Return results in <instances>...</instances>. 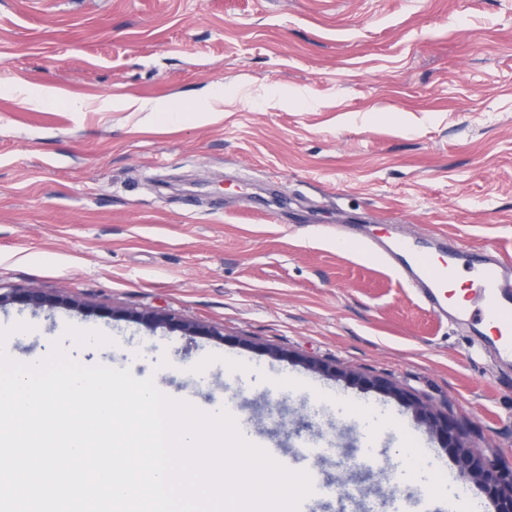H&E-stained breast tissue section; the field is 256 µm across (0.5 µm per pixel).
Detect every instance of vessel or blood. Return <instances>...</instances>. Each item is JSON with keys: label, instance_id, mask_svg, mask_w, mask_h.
Here are the masks:
<instances>
[{"label": "vessel or blood", "instance_id": "vessel-or-blood-1", "mask_svg": "<svg viewBox=\"0 0 512 512\" xmlns=\"http://www.w3.org/2000/svg\"><path fill=\"white\" fill-rule=\"evenodd\" d=\"M363 247L378 257L419 300L438 315H452L470 331L486 327L502 360H512V253L475 246L441 236L437 242L404 237L367 241ZM469 277L470 294L456 307L448 305V285L457 274Z\"/></svg>", "mask_w": 512, "mask_h": 512}]
</instances>
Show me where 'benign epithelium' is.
I'll return each instance as SVG.
<instances>
[{"label":"benign epithelium","instance_id":"1","mask_svg":"<svg viewBox=\"0 0 512 512\" xmlns=\"http://www.w3.org/2000/svg\"><path fill=\"white\" fill-rule=\"evenodd\" d=\"M141 322L150 327L165 325L171 329L191 330L190 326L171 315H144ZM368 384L412 407L415 414L448 447L460 476L473 482L487 494L495 505V512H512L511 468L501 465L494 458L477 453L469 443L467 432L452 417L438 415L429 405L406 398L403 392L386 380L372 379Z\"/></svg>","mask_w":512,"mask_h":512}]
</instances>
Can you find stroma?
<instances>
[{"mask_svg":"<svg viewBox=\"0 0 512 512\" xmlns=\"http://www.w3.org/2000/svg\"><path fill=\"white\" fill-rule=\"evenodd\" d=\"M44 87L57 98L22 96ZM130 99L181 112L153 122ZM333 225L512 253V0H0V290L48 298L0 304L15 354L86 326L107 342L79 362L233 407L279 463L323 448L320 485L366 477L346 512H432L457 467L369 379L512 468V366Z\"/></svg>","mask_w":512,"mask_h":512,"instance_id":"35a3bbf8","label":"stroma"}]
</instances>
